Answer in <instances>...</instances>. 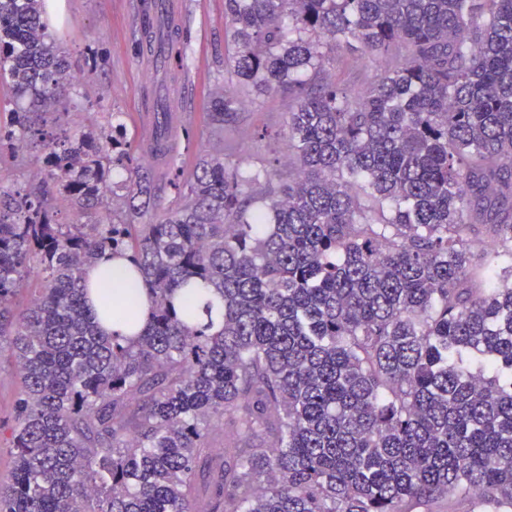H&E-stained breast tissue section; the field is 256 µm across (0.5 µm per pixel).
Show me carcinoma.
Returning a JSON list of instances; mask_svg holds the SVG:
<instances>
[{
	"instance_id": "1",
	"label": "carcinoma",
	"mask_w": 512,
	"mask_h": 512,
	"mask_svg": "<svg viewBox=\"0 0 512 512\" xmlns=\"http://www.w3.org/2000/svg\"><path fill=\"white\" fill-rule=\"evenodd\" d=\"M46 13L0 0V165L23 141L45 171L0 189V512H512V0H224L237 83L294 96L297 174L202 156L154 224L123 125L47 111L72 100ZM338 43L387 69L351 89ZM242 106L221 90L213 131ZM116 254L97 313L85 275ZM0 349L3 361L0 365V424H7L13 420V406L20 385L16 371L8 365L11 350L6 344Z\"/></svg>"
}]
</instances>
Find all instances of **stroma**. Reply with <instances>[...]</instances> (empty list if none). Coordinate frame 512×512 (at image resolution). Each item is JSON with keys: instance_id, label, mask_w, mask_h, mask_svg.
<instances>
[{"instance_id": "1", "label": "stroma", "mask_w": 512, "mask_h": 512, "mask_svg": "<svg viewBox=\"0 0 512 512\" xmlns=\"http://www.w3.org/2000/svg\"><path fill=\"white\" fill-rule=\"evenodd\" d=\"M143 0H51L47 15L51 33L65 52L70 73L78 81L69 83V93L79 94L99 123L117 114L133 142L132 164L146 168L136 117L140 105L153 95L175 92L188 84L191 93L185 107L191 112L192 148L176 161L181 178H188L198 155L223 150L225 138H232L236 160L247 168L262 166L277 158L278 176L289 171L287 147L281 138L286 128L292 99L288 93H258L246 96L237 123L224 136L214 135L206 119L209 101L217 87L235 88L226 58L233 51L224 21V0H177L183 23L180 38L189 56L186 68H161L142 74L141 4ZM86 112L71 113L73 130H81Z\"/></svg>"}]
</instances>
